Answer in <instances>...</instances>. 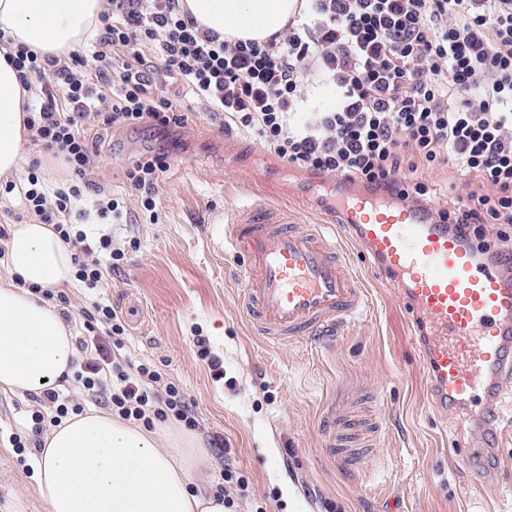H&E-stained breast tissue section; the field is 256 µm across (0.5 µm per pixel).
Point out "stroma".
<instances>
[{"label": "stroma", "mask_w": 512, "mask_h": 512, "mask_svg": "<svg viewBox=\"0 0 512 512\" xmlns=\"http://www.w3.org/2000/svg\"><path fill=\"white\" fill-rule=\"evenodd\" d=\"M83 129L99 153L94 179L123 198L124 216L118 224L98 219L88 197L81 228L109 235L124 260L99 287L75 281L64 289L68 321L74 337L84 336L94 303L112 305L126 321L127 355L155 365L194 402V433L207 456L193 488L219 490L230 466L249 483L236 512H512V465L486 455L497 482L490 492L471 488L457 467L461 421L429 409L411 328L359 249L346 252L368 289L367 304L336 337L278 349L252 334L240 314L244 260L224 249L225 212L286 193L310 200L294 221L312 224L341 185L287 166L204 115L163 131L112 129L92 114ZM158 155L168 168L151 217L128 195L125 171ZM200 338L223 360V379L200 357ZM39 407L36 394L0 391V512H48L35 489L37 448L20 452L8 440L30 436ZM370 418L376 456L364 474L336 460L329 445ZM215 437L222 447H212Z\"/></svg>", "instance_id": "stroma-1"}]
</instances>
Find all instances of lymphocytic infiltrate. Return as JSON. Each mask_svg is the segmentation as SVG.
Masks as SVG:
<instances>
[{
	"instance_id": "f902f5d3",
	"label": "lymphocytic infiltrate",
	"mask_w": 512,
	"mask_h": 512,
	"mask_svg": "<svg viewBox=\"0 0 512 512\" xmlns=\"http://www.w3.org/2000/svg\"><path fill=\"white\" fill-rule=\"evenodd\" d=\"M302 16L262 42L227 40L200 27L182 0H112L93 49L42 59L20 46L10 55L23 90L58 86L26 105L25 127L70 178L50 207L29 172L25 199L41 223L79 244L80 282L97 287L123 258L108 237L89 240L70 223L76 201L90 192L100 216H123L122 204L95 184L84 119L108 99L111 110L99 115L105 126H183L189 116L170 96L173 86L225 130L257 133L265 150L290 165L347 177L425 210L433 189L424 172L454 167L455 198L431 211L433 222L456 225L489 249L512 248V0H305ZM145 44L151 57L139 53ZM314 75L328 77L335 97L308 111L304 83ZM166 168L156 156L127 170L142 210L154 211ZM95 312L77 342L83 388L109 392L123 420L195 427L179 388L162 384L150 365L122 358L124 319L107 305Z\"/></svg>"
}]
</instances>
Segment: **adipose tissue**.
Instances as JSON below:
<instances>
[{"mask_svg": "<svg viewBox=\"0 0 512 512\" xmlns=\"http://www.w3.org/2000/svg\"><path fill=\"white\" fill-rule=\"evenodd\" d=\"M206 29L262 41L296 17L300 0H183ZM102 0H0V30L13 46L44 55L76 50L94 32ZM17 73L0 51V177L15 175L27 138ZM0 277V390L38 393L67 384L76 351L70 325L35 288L58 291L74 278L69 244L49 224H18ZM206 456L186 433L153 432L98 411L63 418L35 460L49 512H225L224 497L195 493L192 474Z\"/></svg>", "mask_w": 512, "mask_h": 512, "instance_id": "1", "label": "adipose tissue"}]
</instances>
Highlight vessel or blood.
Instances as JSON below:
<instances>
[{
  "mask_svg": "<svg viewBox=\"0 0 512 512\" xmlns=\"http://www.w3.org/2000/svg\"><path fill=\"white\" fill-rule=\"evenodd\" d=\"M288 212L264 203L224 219L225 247L245 259L241 313L250 330L274 347L312 342L364 309L367 291L328 233L343 225L416 330L435 414H462L470 448L457 462L483 487L484 455L503 446L493 428L497 403L512 384V250L481 251L455 225L361 191L300 231L289 227ZM338 455L366 464L374 457L364 433Z\"/></svg>",
  "mask_w": 512,
  "mask_h": 512,
  "instance_id": "1",
  "label": "vessel or blood"
}]
</instances>
